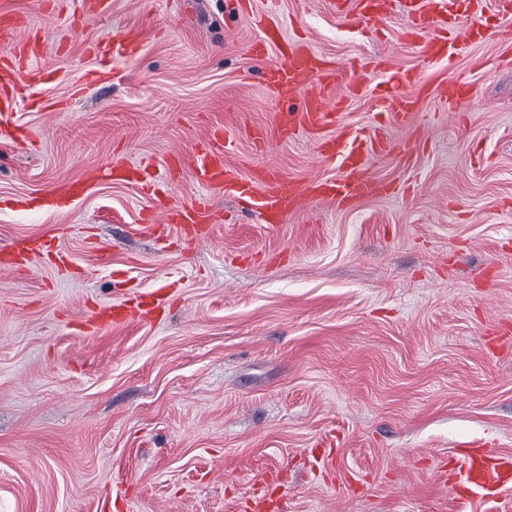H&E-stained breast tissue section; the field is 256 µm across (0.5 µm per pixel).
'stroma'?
Wrapping results in <instances>:
<instances>
[{
    "instance_id": "1",
    "label": "stroma",
    "mask_w": 512,
    "mask_h": 512,
    "mask_svg": "<svg viewBox=\"0 0 512 512\" xmlns=\"http://www.w3.org/2000/svg\"><path fill=\"white\" fill-rule=\"evenodd\" d=\"M6 2L53 77L21 78L49 106L17 113L28 141L0 134V252L42 237L71 268L0 266V512H241L267 479L286 512H512V490L454 491L470 443L512 457V349L491 346L512 333V10L456 0L485 36L432 64L397 0L369 33L327 0H252L247 15L226 0H112L110 16L76 18L68 0ZM268 10L288 36L364 65L343 123H373L382 55L474 96L452 117L430 96L407 125L387 120L393 151L371 173L393 192L264 223L199 186L191 161L221 131L240 173L336 176L308 133L263 150L248 135L282 108L250 53V15ZM129 26L139 55L89 54ZM99 67L108 78L84 87ZM174 150L159 188L171 205L207 199V233L154 230L136 183L28 205L105 157L159 169ZM142 291L168 295L158 318L84 331L95 308ZM320 441L334 449L322 470Z\"/></svg>"
}]
</instances>
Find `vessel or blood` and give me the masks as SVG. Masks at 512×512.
Instances as JSON below:
<instances>
[{"label":"vessel or blood","instance_id":"b4317fda","mask_svg":"<svg viewBox=\"0 0 512 512\" xmlns=\"http://www.w3.org/2000/svg\"><path fill=\"white\" fill-rule=\"evenodd\" d=\"M328 2L331 11L357 28L376 29L388 18L380 0ZM400 4L415 22L411 35L420 40L429 62L453 60L484 36L483 30L475 27L459 33L458 18L450 0H400ZM253 21L259 32L252 45L254 56L260 59L271 53L277 56L276 62L265 66L263 82L276 99L288 106L287 111L277 116L278 140H285L299 129L316 133L321 154L336 164L339 174L302 183L279 174L274 166L267 164L253 169L250 175H242L227 161V137L217 133L196 152L191 167L194 180L208 188L229 191L270 224L284 222L290 212L302 208L309 200H326L348 208L377 195L380 185L369 167L389 146L385 125L358 127L339 120L340 112L359 86L357 61L340 63L316 50L310 40L285 37L271 13L254 15ZM24 24L23 16L0 7V129L13 133L18 130L11 120L13 112L36 104L35 98L17 94L21 73L40 56L39 50L17 41L16 32ZM140 49L138 33L126 29L92 43L89 52L101 59H118L134 56ZM376 67L386 76L375 88L381 116L407 121L426 93V86L421 85L415 71L396 67L391 57H380ZM436 94L440 103L451 111L460 102L471 99L473 91L465 84L449 80L437 87ZM101 178L117 182L133 180L149 188L156 185L154 176L147 171L132 168L122 160H110L90 168L82 180L60 182L54 192L76 198L88 183ZM159 221L207 225L212 223L213 214L208 202L202 199L188 207L164 205ZM164 306L163 295L144 292L131 302L101 307L92 315L90 326L100 331L147 320ZM460 466L466 479L461 489L463 499L472 501L512 486V460L494 454L485 445H472Z\"/></svg>","mask_w":512,"mask_h":512}]
</instances>
